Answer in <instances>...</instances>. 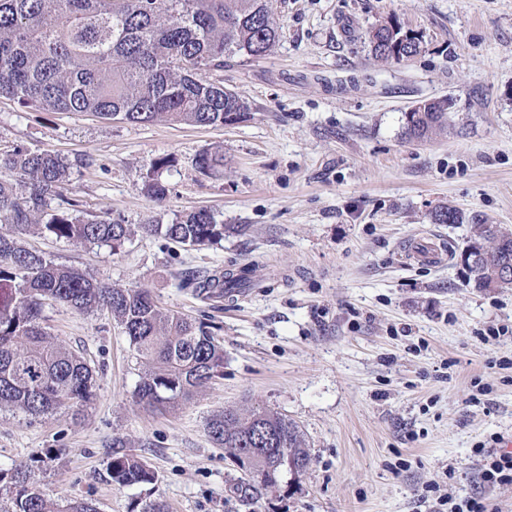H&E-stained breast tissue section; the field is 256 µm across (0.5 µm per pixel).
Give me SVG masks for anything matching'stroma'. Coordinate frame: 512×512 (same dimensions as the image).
Instances as JSON below:
<instances>
[{
	"label": "stroma",
	"mask_w": 512,
	"mask_h": 512,
	"mask_svg": "<svg viewBox=\"0 0 512 512\" xmlns=\"http://www.w3.org/2000/svg\"><path fill=\"white\" fill-rule=\"evenodd\" d=\"M280 36L268 55L225 66L250 104L232 126L108 121L0 97V153L49 149L69 163L66 197L84 219L133 232L119 251L60 241L31 226L24 243L56 263L219 326L224 376L160 414L136 403L143 366L110 313L46 305L48 331L94 368L85 417L28 421L0 409V467L34 468L53 499L100 512H432L425 487L458 497L480 487L476 443L512 432V288L468 283L459 258L405 265V239L434 234L461 249L475 224L512 230V0H272ZM421 36L403 62L372 57L362 34L385 21ZM450 101L448 128L407 138L405 113ZM224 157L202 173V152ZM167 158L169 167L155 163ZM159 180L168 192L150 198ZM460 210L461 224L434 211ZM205 208L221 244L184 247L143 234ZM253 267L263 287L212 308L185 272ZM510 332L485 343L489 328ZM489 389L475 397L476 385ZM265 406L293 419L309 470L254 506L227 500L237 470L205 433L227 408ZM157 480L120 487L106 475L113 439Z\"/></svg>",
	"instance_id": "obj_1"
}]
</instances>
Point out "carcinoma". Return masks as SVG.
Listing matches in <instances>:
<instances>
[{
  "label": "carcinoma",
  "instance_id": "obj_1",
  "mask_svg": "<svg viewBox=\"0 0 512 512\" xmlns=\"http://www.w3.org/2000/svg\"><path fill=\"white\" fill-rule=\"evenodd\" d=\"M279 26L269 0H0V94L23 105L53 112H91L101 119L148 123L165 117L176 124L222 126L249 113L245 98L215 75L224 64L257 59L271 51ZM404 38L401 58L421 52L422 41L401 27L380 24L366 32L373 56L392 59L391 44ZM448 127V99L422 102L405 122L406 134L427 140ZM16 173L0 181V222L23 232L32 224L57 239L118 250L131 234L116 219L83 221L66 213L47 215L48 203L62 194L68 166L50 150L16 148L0 156ZM198 169L224 167V156L204 152ZM436 224H461L463 214L444 207ZM148 235L204 247L224 239V225L208 209L170 224H143ZM464 249H493L512 258V231L498 224L474 225ZM187 284L216 297H232L252 287L245 273L227 269ZM468 281L491 288L483 264ZM52 301L77 312L107 311L122 327L145 370L136 402L164 413L190 401L224 375V344L213 327L161 308L145 288L116 287L95 275L59 265L0 235V407L18 408L30 421L59 409L78 419L96 398L94 371L86 359L55 341L43 324ZM209 439L236 460L255 449L253 480L232 477L226 492L244 505L258 502L279 486L284 474L307 470L311 455L298 424L264 407L226 408L206 423ZM122 487L156 482L145 460L112 443L106 468ZM0 512H98L86 500H51L30 470L0 469Z\"/></svg>",
  "mask_w": 512,
  "mask_h": 512
}]
</instances>
